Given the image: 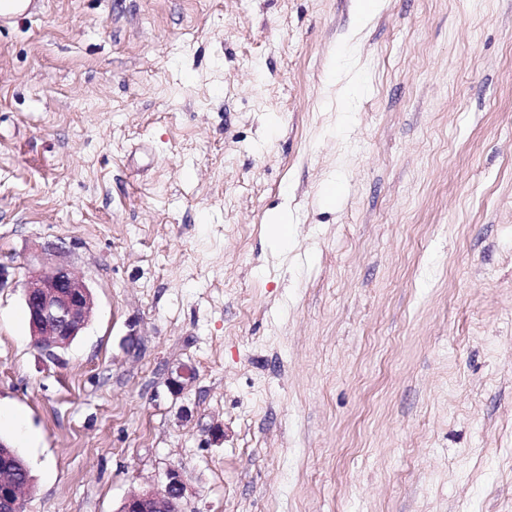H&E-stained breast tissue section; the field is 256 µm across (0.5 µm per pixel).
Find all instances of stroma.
Instances as JSON below:
<instances>
[{"label": "stroma", "mask_w": 512, "mask_h": 512, "mask_svg": "<svg viewBox=\"0 0 512 512\" xmlns=\"http://www.w3.org/2000/svg\"><path fill=\"white\" fill-rule=\"evenodd\" d=\"M357 9L46 0L0 31L24 512H118L172 465L185 512H512V0ZM51 244L94 298L54 357L23 301Z\"/></svg>", "instance_id": "35a3bbf8"}]
</instances>
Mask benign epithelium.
<instances>
[{
  "label": "benign epithelium",
  "instance_id": "7a95c632",
  "mask_svg": "<svg viewBox=\"0 0 512 512\" xmlns=\"http://www.w3.org/2000/svg\"><path fill=\"white\" fill-rule=\"evenodd\" d=\"M23 299L37 346L50 352L67 347L87 325L94 299L87 283L71 267L58 262L34 273L24 285ZM17 454L0 440V512H19L27 479L15 468ZM185 481L175 467L166 471L164 488L127 497L118 512H183Z\"/></svg>",
  "mask_w": 512,
  "mask_h": 512
}]
</instances>
